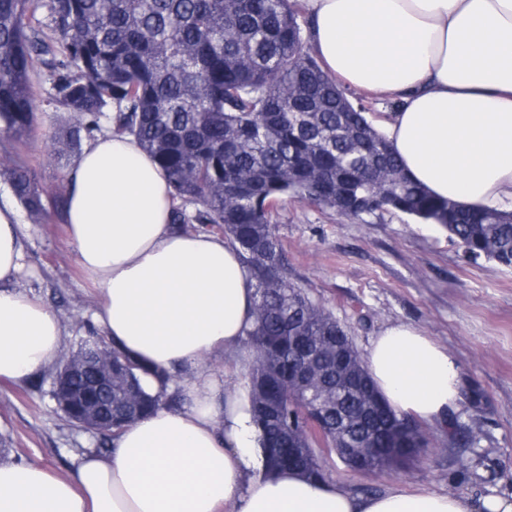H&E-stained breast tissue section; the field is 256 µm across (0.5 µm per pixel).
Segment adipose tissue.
I'll list each match as a JSON object with an SVG mask.
<instances>
[{
  "label": "adipose tissue",
  "instance_id": "obj_1",
  "mask_svg": "<svg viewBox=\"0 0 512 512\" xmlns=\"http://www.w3.org/2000/svg\"><path fill=\"white\" fill-rule=\"evenodd\" d=\"M308 37L339 84L396 104L381 125L406 175L471 210H512V0H302ZM171 187L131 136L94 137L69 174L68 234L97 289L95 322L148 366L184 370L182 408L125 427L69 476L0 463V512H512V495L391 488L356 496L294 470L265 474L246 393L216 359L248 366L254 282L224 237L179 232ZM14 211L0 209V382L51 365L60 319L16 288ZM367 369L399 413L443 422L461 395L457 360L416 326L385 328Z\"/></svg>",
  "mask_w": 512,
  "mask_h": 512
}]
</instances>
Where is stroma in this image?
Masks as SVG:
<instances>
[{
	"label": "stroma",
	"instance_id": "stroma-1",
	"mask_svg": "<svg viewBox=\"0 0 512 512\" xmlns=\"http://www.w3.org/2000/svg\"><path fill=\"white\" fill-rule=\"evenodd\" d=\"M54 72L38 66L33 75L34 137L15 142L0 135V154L18 156L32 168L46 201L67 183L75 156H61L53 136L58 108ZM26 265L18 285L63 322L73 346L92 320L98 297L82 277L63 216L29 222ZM275 234L290 275L311 298L344 323L359 354L388 325L418 326L457 359L464 389H478L481 408L461 400L454 415L480 425L481 442L468 449L472 467L460 474L458 447L442 425H426L430 445L407 470L367 476L349 469L335 453L322 452L330 479L355 495L391 487L415 493L431 490L469 496L512 494V268L468 260L446 231L402 214L386 213L353 223L334 211L297 201L278 202ZM53 369L19 384L0 383V439L10 459L68 474L73 456L96 445L93 436L70 423L49 396Z\"/></svg>",
	"mask_w": 512,
	"mask_h": 512
}]
</instances>
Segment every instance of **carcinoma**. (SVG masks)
I'll list each match as a JSON object with an SVG mask.
<instances>
[{
	"label": "carcinoma",
	"mask_w": 512,
	"mask_h": 512,
	"mask_svg": "<svg viewBox=\"0 0 512 512\" xmlns=\"http://www.w3.org/2000/svg\"><path fill=\"white\" fill-rule=\"evenodd\" d=\"M38 0H0V134L16 142L36 127L32 76L53 54L32 28ZM64 49L54 101L100 127L135 137L172 188V224L223 232L255 281L253 363L244 376L265 471L291 468L327 478L316 448L357 472L413 465L426 433L377 394L346 326L295 285L276 238L274 207L285 199L364 223L385 211L436 224L466 254L512 267V212L464 210L433 197L404 173L368 119L372 102L336 83L304 35L299 0H51ZM59 153L81 150V130L56 134ZM0 180L31 218L50 217L34 172L0 159ZM197 205L187 214L182 204ZM112 354V403L92 398L112 436L161 405L183 372L149 371L112 348L94 327L57 358L72 367L53 400L92 388L93 373L71 364L87 342ZM160 390L149 393L141 376ZM135 402L128 403V395ZM358 452L346 456L342 447Z\"/></svg>",
	"instance_id": "1"
}]
</instances>
